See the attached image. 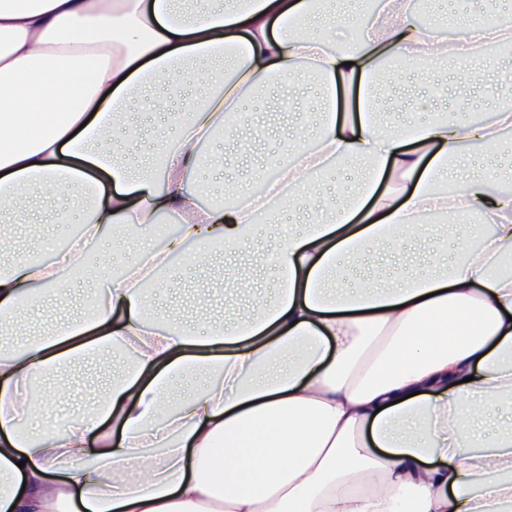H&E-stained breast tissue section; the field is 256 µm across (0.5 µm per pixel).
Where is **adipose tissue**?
<instances>
[{"instance_id": "obj_1", "label": "adipose tissue", "mask_w": 512, "mask_h": 512, "mask_svg": "<svg viewBox=\"0 0 512 512\" xmlns=\"http://www.w3.org/2000/svg\"><path fill=\"white\" fill-rule=\"evenodd\" d=\"M477 18L423 29L411 0H387L343 47L341 0H0V225L23 223V200L54 206L81 235L52 259L34 249L0 269V336L27 311L55 306L86 240L140 242L95 283L90 306L35 341L0 350V512H512V191H490L511 154L503 91L491 123L464 120L484 71L462 69L432 101L427 68L512 43V0ZM386 59L406 64L390 99L400 123L373 118ZM322 123L316 148L288 137L283 177L228 182L237 204L199 205L209 183L197 148L224 126L243 90L285 85L302 62ZM172 96L175 137L143 89ZM344 95L353 112L337 114ZM453 118L413 122L412 110ZM482 153L456 159L462 143ZM144 165L127 162L131 153ZM370 159L347 187L319 183L330 159ZM91 207H82V200ZM176 235L150 243L161 216ZM278 233L271 298L218 323L159 318L152 288L187 245L249 240L260 220ZM453 219L441 271L389 287L352 282L346 263L429 236L424 215ZM92 357L121 361L94 406L64 431L36 428L44 373ZM210 381L175 395L171 379Z\"/></svg>"}]
</instances>
